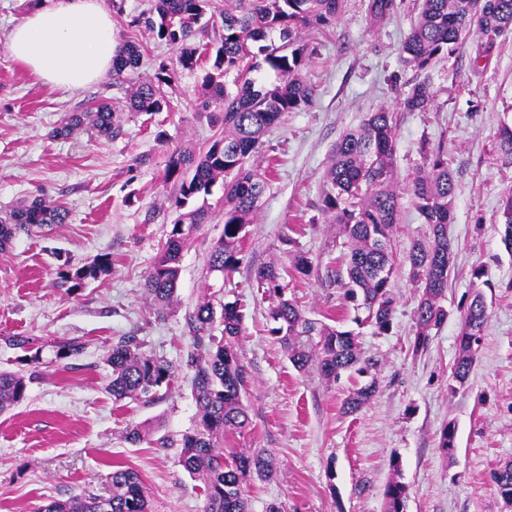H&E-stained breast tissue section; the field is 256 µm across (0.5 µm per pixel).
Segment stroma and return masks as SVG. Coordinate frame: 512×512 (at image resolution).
Here are the masks:
<instances>
[{
	"instance_id": "1",
	"label": "stroma",
	"mask_w": 512,
	"mask_h": 512,
	"mask_svg": "<svg viewBox=\"0 0 512 512\" xmlns=\"http://www.w3.org/2000/svg\"><path fill=\"white\" fill-rule=\"evenodd\" d=\"M397 2L396 14L375 25L368 0H348L331 28L305 31L316 49L304 71L314 102L274 125L255 157L258 166L275 169L248 227L243 263L226 281L206 272L224 229L218 183L207 198L208 223L186 243L177 304L160 319L143 296V277L176 216L169 200L177 187L163 180L166 156L175 148L205 150L218 132L208 113L196 108L205 67L178 72L166 89L168 108L151 114L127 112L125 90L109 75L74 93L57 91L7 51L11 29L39 0H0V210L40 196L70 211L68 224L19 235L0 253V339L33 337L45 365L25 399L0 414V512H34L53 499L108 493L117 464L139 473L151 512H201L202 484L178 463L180 441L196 425L190 372H180L156 403L116 402L105 390V356L116 337L133 333L146 352L180 364L189 346L188 316L206 296L216 303L239 300L246 314L235 348L251 371L245 401L253 425L225 435L224 451L257 448L279 459L272 479L249 480L252 512H265L272 502L282 512H383L395 459L409 487L406 512H504L492 474L512 460V252L499 225L502 201L512 191V166L501 162L496 145L501 123H512V35L488 58L475 60L465 47L437 62L428 71L433 108L402 112L398 103L415 73L402 63L398 46L418 2ZM101 3L122 7L113 18L115 39L143 48L138 77L174 62L173 48L130 24L149 0ZM100 99L112 102L119 137L106 141L84 130L51 137L67 113ZM381 107L392 111L396 124L399 181L407 182L420 163L426 139L444 146L456 185L448 229L454 257L449 317L419 355L410 351L419 294L407 266L391 280L396 304L390 332L356 327L334 282L336 227L320 211L322 175L336 141ZM294 252L307 253L314 271L286 277L287 296L314 319L344 314V329H358L360 351L374 364L378 392L356 414L341 411L354 379L333 383L298 372L265 332L270 300L254 286V271L272 262L289 266ZM104 255L112 260L108 273L73 294L59 287L61 263L83 266ZM475 265L484 269L490 320L474 372L456 389L451 367ZM66 339L84 348L58 370L53 345ZM144 422L155 424L153 440L126 441L125 429ZM448 422L456 427L450 459L438 448Z\"/></svg>"
}]
</instances>
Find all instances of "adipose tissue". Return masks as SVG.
Wrapping results in <instances>:
<instances>
[{
	"label": "adipose tissue",
	"mask_w": 512,
	"mask_h": 512,
	"mask_svg": "<svg viewBox=\"0 0 512 512\" xmlns=\"http://www.w3.org/2000/svg\"><path fill=\"white\" fill-rule=\"evenodd\" d=\"M117 42L100 0H47L9 34L11 58L51 89L73 92L112 69Z\"/></svg>",
	"instance_id": "1"
}]
</instances>
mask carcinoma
<instances>
[{"label": "carcinoma", "mask_w": 512, "mask_h": 512, "mask_svg": "<svg viewBox=\"0 0 512 512\" xmlns=\"http://www.w3.org/2000/svg\"><path fill=\"white\" fill-rule=\"evenodd\" d=\"M345 0H151L150 7L132 21L144 26L154 37L177 51V63L193 71L205 59H213L211 71L203 79L198 110L217 112L215 122L223 126L221 136L198 154L175 149L167 155L164 182H174L178 195L171 204L179 210L172 230L144 278L143 294L158 315L168 313L174 302L182 253L190 232L210 218L206 205L186 211L194 198L211 194L217 180L224 186V231L207 260V272L231 278L245 257L247 226L253 223L259 202L270 177L269 168L251 162L259 152L265 132L289 112L312 103L314 90L303 77L314 48L302 35L304 28H328L344 11ZM396 0H369L367 10L377 24L396 13ZM220 18L222 34L214 48L203 49L196 39ZM512 34V0H421L417 17L400 47V58L416 76L400 102L402 112H427L434 94L428 79L421 77L440 59L472 41L476 58H483ZM141 46L127 40L117 47L112 74L117 83L142 66ZM275 74L265 83L262 70ZM172 73L164 63L154 76L139 81L126 93L129 112H160L168 106L164 87ZM85 128L97 137L110 140L119 132L115 110L106 102L69 113L51 136H69ZM396 126L392 113L380 108L369 112L360 125L339 139L333 149L321 192L320 211L325 222L340 228L342 262L336 268V284L344 288V298L353 304L357 326H369L381 335L389 332L395 297L391 277L396 264L392 230L398 223L400 187L395 175L394 141ZM498 151L512 165V123L501 125ZM421 163L407 181L414 208L428 226L423 238L414 242L404 256L409 275L421 289L414 310L416 334L412 352L427 349L432 332L448 321L444 304L453 255L448 226L454 219L455 183L444 147L421 146ZM69 210L41 198L25 201L0 212V251L15 236L35 228L68 223ZM503 241L512 249V192L501 214ZM104 255L93 264L59 272L61 285L74 293L111 268ZM292 269L309 276L314 264L310 257L296 253ZM256 288L272 299L267 313L269 335L281 343L292 366L303 373L317 371L327 380L337 381L345 372L367 375L374 363L362 357L351 330L318 322L291 299L286 298L284 276L275 264L254 272ZM245 313L240 303L226 302L215 307L210 300L197 304L189 315L191 349L181 365L143 350V341L134 334L121 336L108 349L110 368L107 389L116 402L124 399L149 404L159 399L161 390H170L180 371L192 373V389L198 415L194 431L183 437L179 465L204 482L202 512H252L246 483L252 477L273 478L277 458L269 451L241 450L233 462L224 461V433L239 434L252 425L249 406L244 403L250 383L247 365L234 347L244 330ZM222 334L213 333L216 323ZM489 322L488 305L480 291L473 293L463 317L458 354L451 378L465 385L474 369L476 354ZM29 379L20 371L0 370V414L21 403ZM378 392L376 381L351 390L342 403L345 414H354ZM153 431L149 424L126 429V440L143 442ZM455 426L448 423L440 431L439 448L447 458L455 451ZM395 478L385 487V512H405L408 486L397 479L399 463L392 461ZM497 490L512 505V461L494 474ZM37 512H149L147 497L138 473L118 468L112 472V493L107 496L78 494L66 500H51Z\"/></svg>", "instance_id": "cac0c4a2"}]
</instances>
